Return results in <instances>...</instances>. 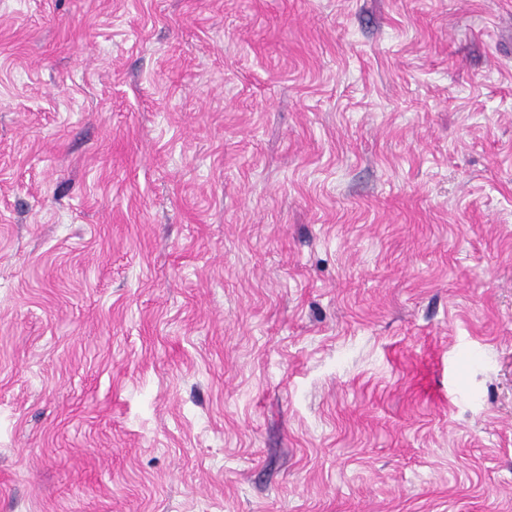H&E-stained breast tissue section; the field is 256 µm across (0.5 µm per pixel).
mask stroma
<instances>
[{"label":"stroma","instance_id":"1","mask_svg":"<svg viewBox=\"0 0 512 512\" xmlns=\"http://www.w3.org/2000/svg\"><path fill=\"white\" fill-rule=\"evenodd\" d=\"M0 512H512V0H0Z\"/></svg>","mask_w":512,"mask_h":512}]
</instances>
